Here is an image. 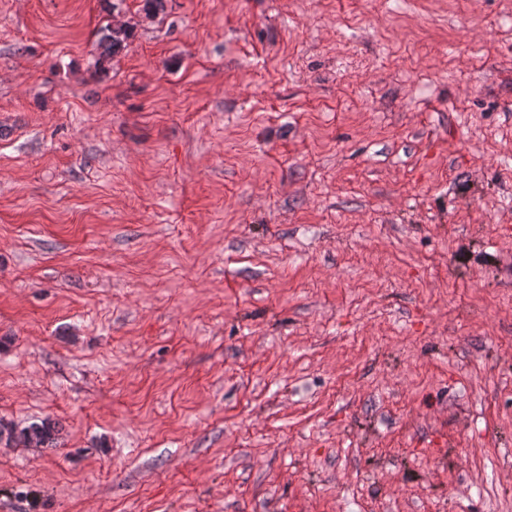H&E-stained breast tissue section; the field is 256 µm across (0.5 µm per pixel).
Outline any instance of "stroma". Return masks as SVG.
<instances>
[{
    "mask_svg": "<svg viewBox=\"0 0 512 512\" xmlns=\"http://www.w3.org/2000/svg\"><path fill=\"white\" fill-rule=\"evenodd\" d=\"M0 419V512H512V0H0ZM105 31L106 33L103 34L99 41V46L102 48L100 57L108 56L111 53L113 54L119 51L124 41L130 36V31L126 28H106ZM55 427L52 423L44 421L32 423L26 427L18 429L9 422L0 420V444L6 447L13 445L24 447L50 445L55 440Z\"/></svg>",
    "mask_w": 512,
    "mask_h": 512,
    "instance_id": "35a3bbf8",
    "label": "stroma"
}]
</instances>
